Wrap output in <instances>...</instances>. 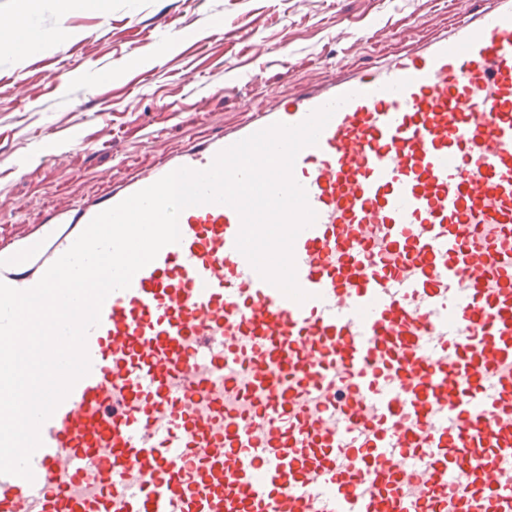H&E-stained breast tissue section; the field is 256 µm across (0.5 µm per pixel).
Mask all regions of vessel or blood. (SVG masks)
<instances>
[{
	"label": "vessel or blood",
	"mask_w": 512,
	"mask_h": 512,
	"mask_svg": "<svg viewBox=\"0 0 512 512\" xmlns=\"http://www.w3.org/2000/svg\"><path fill=\"white\" fill-rule=\"evenodd\" d=\"M343 94L293 171L307 300L236 249L233 208L184 209L0 512H512V0L49 213L0 244V281L33 287L102 211Z\"/></svg>",
	"instance_id": "vessel-or-blood-1"
}]
</instances>
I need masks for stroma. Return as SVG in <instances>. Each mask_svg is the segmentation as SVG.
Returning a JSON list of instances; mask_svg holds the SVG:
<instances>
[{"label":"stroma","mask_w":512,"mask_h":512,"mask_svg":"<svg viewBox=\"0 0 512 512\" xmlns=\"http://www.w3.org/2000/svg\"><path fill=\"white\" fill-rule=\"evenodd\" d=\"M464 18L458 0H43L33 26L66 42L0 52V242Z\"/></svg>","instance_id":"1"}]
</instances>
